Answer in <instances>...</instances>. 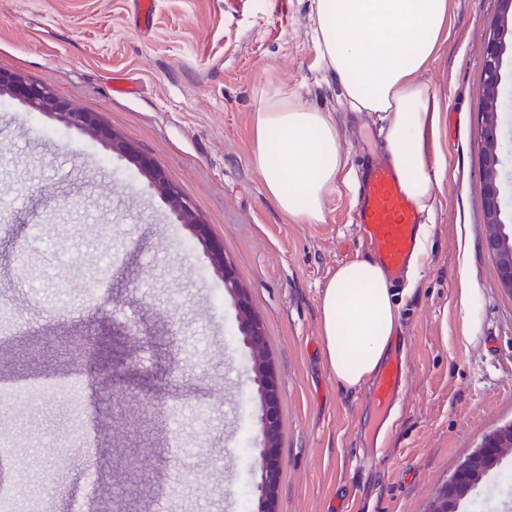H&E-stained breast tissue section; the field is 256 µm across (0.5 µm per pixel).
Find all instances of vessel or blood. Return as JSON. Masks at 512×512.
Listing matches in <instances>:
<instances>
[{"label":"vessel or blood","mask_w":512,"mask_h":512,"mask_svg":"<svg viewBox=\"0 0 512 512\" xmlns=\"http://www.w3.org/2000/svg\"><path fill=\"white\" fill-rule=\"evenodd\" d=\"M353 221L359 226L369 258L383 268L390 281H397L416 256L421 215L389 164L364 158ZM403 375L402 361L386 367L376 390L379 401L399 392Z\"/></svg>","instance_id":"b4317fda"}]
</instances>
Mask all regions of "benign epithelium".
Wrapping results in <instances>:
<instances>
[{"instance_id": "7a95c632", "label": "benign epithelium", "mask_w": 512, "mask_h": 512, "mask_svg": "<svg viewBox=\"0 0 512 512\" xmlns=\"http://www.w3.org/2000/svg\"><path fill=\"white\" fill-rule=\"evenodd\" d=\"M505 49L501 41L500 23L490 24L483 60V87L481 130H491L490 135L480 134V154L485 161L482 178L484 191V224L486 247L498 258L497 271L502 288L512 294V252L500 259L503 249L502 194L500 167L504 146L498 133V119L502 85V64ZM9 98L30 108L56 118L64 126L91 135L112 156L132 163L153 191L168 207L174 223L185 228L191 238L201 246L213 271L223 282L224 295L229 297L236 311L237 332L249 350L254 373V397L259 402V448L252 469V496L255 512H278L276 490L279 483L280 463V386L267 356V335L263 322L254 313L248 289L238 279L224 246L209 232L192 202L184 198L166 178L163 170L151 158L115 130L108 127L91 112H82L58 101L44 86L28 81L14 73L0 71V98ZM512 447V425L490 434L478 448L465 458L448 479L446 491L430 512H448V501L458 498L462 490L471 491L470 476L484 469L485 461L498 448Z\"/></svg>"}]
</instances>
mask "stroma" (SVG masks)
Instances as JSON below:
<instances>
[{
	"mask_svg": "<svg viewBox=\"0 0 512 512\" xmlns=\"http://www.w3.org/2000/svg\"><path fill=\"white\" fill-rule=\"evenodd\" d=\"M312 0H0V70L98 113L198 209L266 327L280 383L279 512H428L484 437L512 423V295L485 243L478 106L497 0H448V36L424 80L442 111L448 174L419 276L399 287L406 355L394 404L330 372L319 300L365 259L356 192L320 224L285 218L251 164L252 117L274 85L330 113L350 168L383 156L370 113L342 106L311 32ZM132 81L129 95L112 91ZM0 491L27 480L40 512H251L259 405L235 311L200 246L128 161L14 102L0 107ZM90 258L93 296L70 263ZM473 290L462 314L460 288ZM142 373L123 375L129 354ZM79 379L74 400L57 385ZM40 461L31 469L28 453ZM512 512V452L458 506Z\"/></svg>",
	"mask_w": 512,
	"mask_h": 512,
	"instance_id": "1",
	"label": "stroma"
}]
</instances>
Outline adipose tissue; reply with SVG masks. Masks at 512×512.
Instances as JSON below:
<instances>
[{
	"mask_svg": "<svg viewBox=\"0 0 512 512\" xmlns=\"http://www.w3.org/2000/svg\"><path fill=\"white\" fill-rule=\"evenodd\" d=\"M313 42L350 109L376 114L385 156L407 197L432 213L447 163L441 112L422 75L445 35L448 0H313ZM253 168L281 213L325 220V201L349 183L348 159L329 113L278 91L253 114ZM325 359L337 382L359 389L392 345L397 306L384 270L370 260L337 267L320 300Z\"/></svg>",
	"mask_w": 512,
	"mask_h": 512,
	"instance_id": "adipose-tissue-1",
	"label": "adipose tissue"
}]
</instances>
